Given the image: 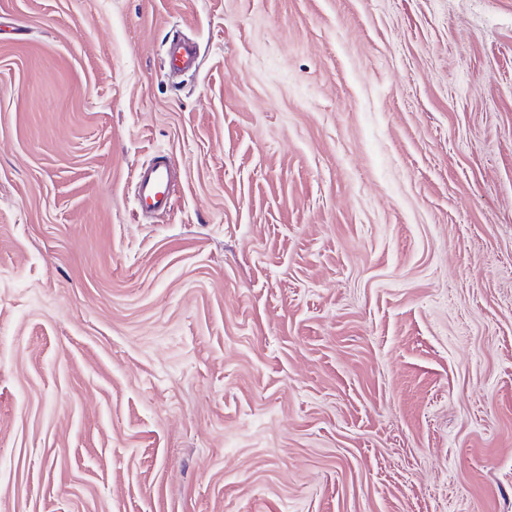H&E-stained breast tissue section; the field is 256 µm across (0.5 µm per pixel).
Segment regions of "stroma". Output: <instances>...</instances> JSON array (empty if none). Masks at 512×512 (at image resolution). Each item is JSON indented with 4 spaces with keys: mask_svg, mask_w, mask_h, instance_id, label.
I'll return each instance as SVG.
<instances>
[{
    "mask_svg": "<svg viewBox=\"0 0 512 512\" xmlns=\"http://www.w3.org/2000/svg\"><path fill=\"white\" fill-rule=\"evenodd\" d=\"M0 512H512V0H0ZM168 73H189L198 66V49L191 39L173 38L166 53ZM175 170L169 159L158 156L136 171V192L140 212L154 215L172 204Z\"/></svg>",
    "mask_w": 512,
    "mask_h": 512,
    "instance_id": "obj_1",
    "label": "stroma"
}]
</instances>
